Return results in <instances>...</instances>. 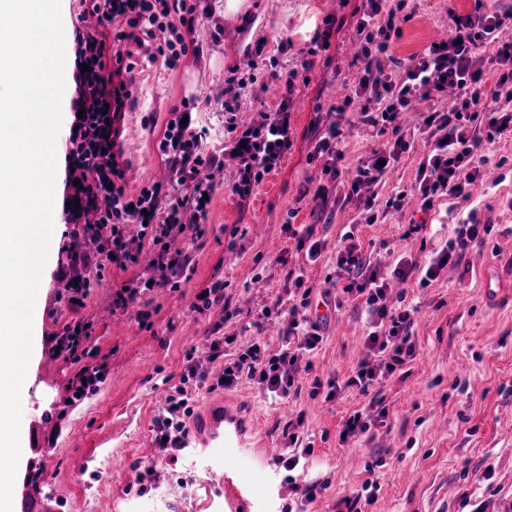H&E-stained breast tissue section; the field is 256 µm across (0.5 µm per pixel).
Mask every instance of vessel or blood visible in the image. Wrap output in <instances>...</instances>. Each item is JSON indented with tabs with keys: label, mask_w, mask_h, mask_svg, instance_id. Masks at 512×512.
Listing matches in <instances>:
<instances>
[{
	"label": "vessel or blood",
	"mask_w": 512,
	"mask_h": 512,
	"mask_svg": "<svg viewBox=\"0 0 512 512\" xmlns=\"http://www.w3.org/2000/svg\"><path fill=\"white\" fill-rule=\"evenodd\" d=\"M186 441L200 444L211 459L222 463L224 512H279L278 477L269 479L266 493L260 498L250 480L229 463L248 445L244 421L233 408L204 403Z\"/></svg>",
	"instance_id": "1"
}]
</instances>
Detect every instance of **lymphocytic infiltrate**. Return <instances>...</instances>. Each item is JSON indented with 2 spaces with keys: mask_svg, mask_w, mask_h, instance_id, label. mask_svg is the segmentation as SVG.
Listing matches in <instances>:
<instances>
[{
  "mask_svg": "<svg viewBox=\"0 0 512 512\" xmlns=\"http://www.w3.org/2000/svg\"><path fill=\"white\" fill-rule=\"evenodd\" d=\"M78 16L97 18L96 26L76 30L77 52L73 72L74 92L66 162L68 205L66 223L83 224L85 234L100 242L96 257L68 251L60 268L62 277L74 282V291L87 296L93 280L102 279L107 266L127 269L147 265L150 276H137L113 295L116 307L142 288H175L191 264L187 250L170 251L175 236L198 240L205 233L213 193V173L225 159L236 160L238 180L233 191L250 196L293 146L287 97L294 90L291 79L274 74L285 96L262 122L243 124L240 101L253 92L250 78L229 77L224 90V134L212 135L205 126L184 123V110L169 111L158 150L173 173L169 185L158 183L128 192L126 163L114 150L134 83L131 59L141 55L149 62L177 69L181 59L195 47L193 38L200 14L192 0H78ZM414 17L406 0H365L356 21V39L361 50L358 71L350 94L337 105L345 112L360 103V125L379 127L387 140L359 160L340 204L355 203L366 224L377 223L387 213L401 211L408 196H415L419 210L429 213L437 199L467 201L487 158L481 149L512 134V5L488 10L486 0H473L469 13H451L446 39L432 42L408 59L397 58L393 46L403 36V26ZM458 91L457 104L449 111L433 103L448 88ZM428 105L426 118L429 151L420 159L416 182L378 204L375 197L362 196L365 185L383 184L385 176L412 143L400 124V115L414 106ZM343 132L337 123L326 124L318 133L310 160L320 161L323 175L338 180L345 159ZM491 225L476 223L474 215L459 220L446 250L418 263L401 257L391 276L380 274L365 254L355 231L340 237L336 255V284L324 289V297L350 299L365 307L370 331L364 346L366 358L344 381L314 382L313 391L328 387L330 395L355 390L369 395V408L378 419L388 410L382 396L369 388L403 370L415 356L411 333L413 308L396 307L387 296L389 278H418L420 286L437 280L445 267L461 262L475 242H484ZM286 292L290 300L287 316L279 321L281 346L269 351L254 340L235 346L233 337L214 338L209 344L210 361H223V388L247 380L274 397L287 399L299 394V378L310 354L323 341L322 323L300 317V309L311 305L312 289L304 269L289 270ZM208 381L195 364H187L173 394L165 399L155 419L158 447L182 450L188 434L195 393Z\"/></svg>",
  "mask_w": 512,
  "mask_h": 512,
  "instance_id": "1",
  "label": "lymphocytic infiltrate"
}]
</instances>
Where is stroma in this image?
<instances>
[{
	"mask_svg": "<svg viewBox=\"0 0 512 512\" xmlns=\"http://www.w3.org/2000/svg\"><path fill=\"white\" fill-rule=\"evenodd\" d=\"M226 2L209 0L211 16L196 26L195 39L203 48L199 56L184 57L174 71L136 61L135 87L156 108L150 129L138 131L132 147L139 155H156L170 109L185 101L194 102L195 119L221 131L220 98L231 73L252 72L261 82L269 78L268 68L251 67L256 46L264 45L272 56L277 40L291 39L293 47L279 64L293 69L315 27L331 16L336 28L330 46L316 57L308 83L298 85L290 98L294 145L244 199L232 190L236 163L225 160L215 178L208 232L197 242L193 272L181 288L136 296L125 311H116L113 292L137 270L106 269L81 311L94 322L88 345L106 372L78 398L70 390L78 367L54 354L49 340L72 317L65 303L68 281L57 275L66 258L61 248L84 251L85 238L70 237V225L55 212V246L42 276V307L34 317L21 418L25 452L18 465L19 472L36 473L39 479L15 482L14 496L29 493L52 512H95L100 494L111 499L112 512H222L201 449L154 450V418L179 384L187 353L204 351L217 332L241 339L259 336L279 347L276 327L260 322V311L285 296L286 274L299 266L313 288L312 300H319L336 268L344 225L357 224L365 253L389 272L399 255L422 261L442 249L457 220L473 210L493 230L484 243L471 245L459 265L447 267L425 288L414 280L390 282L392 299H405L419 311L412 327L416 356L405 378H392L383 388L389 410L385 423L340 442L344 420L365 405V398L352 390L330 401L309 394L314 379L347 378L365 357L367 315L351 303L329 323L296 397L277 403L244 382L230 390H200L196 401H228L253 423L259 446L233 463L259 490L266 473L278 468L285 422L303 414L314 453L287 489L283 504L292 512H334L342 497L369 479L379 490L365 512H473L478 506L484 512H512V136L485 145L486 172L469 201L436 200L424 237L403 235L404 224L418 215L412 197L377 224H359L351 204L328 213L321 199L300 195L305 181L324 178L320 163L308 159L315 120L340 124L349 166L383 142L375 129L353 128L350 113L335 109L357 72L355 24L362 0H243L238 13L227 12ZM411 5L415 17L394 46L402 59L445 37L449 12L470 11L472 0H412ZM248 15L254 19L249 26L244 23ZM425 118L421 109L401 114L413 149L395 163L385 185L364 186L362 195H376L382 203L414 184L418 161L428 149ZM289 220L315 225L326 240L317 262L289 249L283 230ZM489 270L505 288L495 303L484 299ZM218 280L225 284V301L238 308L237 317L225 319L218 305L196 309L198 294ZM143 310L150 313L144 324L137 320ZM310 481L325 483L326 489L308 502L299 488Z\"/></svg>",
	"mask_w": 512,
	"mask_h": 512,
	"instance_id": "stroma-1",
	"label": "stroma"
}]
</instances>
